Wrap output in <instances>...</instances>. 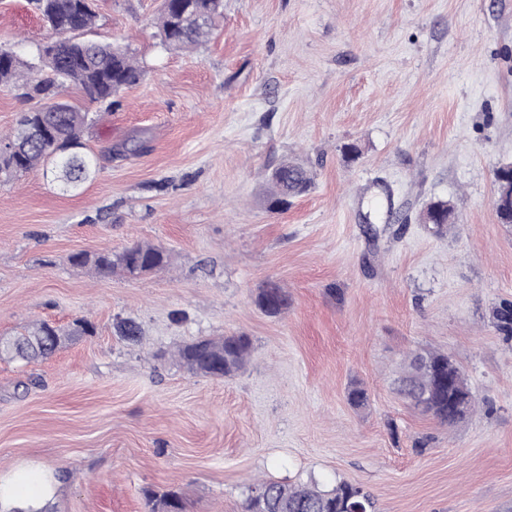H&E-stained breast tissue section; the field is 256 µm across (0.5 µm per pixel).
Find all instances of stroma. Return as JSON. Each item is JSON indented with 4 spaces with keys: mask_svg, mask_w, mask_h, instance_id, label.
<instances>
[{
    "mask_svg": "<svg viewBox=\"0 0 512 512\" xmlns=\"http://www.w3.org/2000/svg\"><path fill=\"white\" fill-rule=\"evenodd\" d=\"M159 5L96 0L86 39L127 48L144 78L109 107L68 90L93 121V177L0 184V336L94 327L50 359L0 360V480L54 478L49 512H144L145 490L170 488L186 512H241L257 475L345 480L378 512H512V339L491 318L512 301V224L493 207L512 163V0H224L191 52L162 45ZM50 36L29 0H0V45ZM287 161L313 185L277 211L268 176ZM437 199L455 212L440 236L421 221ZM136 243L166 267L68 261ZM269 283L288 295L276 316L255 302ZM126 318L141 344L118 337ZM241 333L234 376L174 357ZM417 349L468 379L463 423L397 395Z\"/></svg>",
    "mask_w": 512,
    "mask_h": 512,
    "instance_id": "obj_1",
    "label": "stroma"
}]
</instances>
